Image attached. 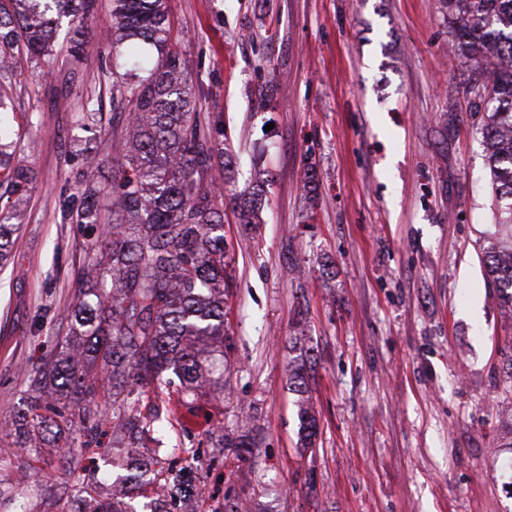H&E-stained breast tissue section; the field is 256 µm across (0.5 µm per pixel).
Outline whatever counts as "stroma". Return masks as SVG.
Returning a JSON list of instances; mask_svg holds the SVG:
<instances>
[{
  "mask_svg": "<svg viewBox=\"0 0 512 512\" xmlns=\"http://www.w3.org/2000/svg\"><path fill=\"white\" fill-rule=\"evenodd\" d=\"M172 38L200 108L217 124L234 258L224 388L179 407L182 428L252 432L253 452L201 447L195 512L232 495L245 512H512V317L482 261L493 232L489 167L450 31L446 0H168ZM98 0L74 80L57 89L17 51L10 76L16 158L28 191L0 200L19 225L0 268V446L24 411V368L51 356L77 272L96 237L61 214L92 162L80 120L112 108ZM261 191L253 223L240 203ZM305 368L306 384L290 381ZM318 422L303 447L299 408ZM126 451L104 425L77 463L29 450L0 469V493L28 512H71V487L96 485L136 512L153 492L102 480Z\"/></svg>",
  "mask_w": 512,
  "mask_h": 512,
  "instance_id": "stroma-1",
  "label": "stroma"
}]
</instances>
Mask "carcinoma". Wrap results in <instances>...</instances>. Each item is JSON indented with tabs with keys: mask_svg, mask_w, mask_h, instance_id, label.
Listing matches in <instances>:
<instances>
[{
	"mask_svg": "<svg viewBox=\"0 0 512 512\" xmlns=\"http://www.w3.org/2000/svg\"><path fill=\"white\" fill-rule=\"evenodd\" d=\"M96 0H0V198L27 191L35 172L15 161L5 114L14 110L6 90L18 38L27 58L53 56L54 36L64 31L65 52H84L86 24ZM167 0H112L105 42L112 68V103L129 106L121 135L105 142L112 158V215L102 213L100 188L78 180L79 195L63 200L64 215L96 224L76 279V302L65 320L68 333L44 367L24 370L26 411L15 421L23 451L51 440L49 452L73 457L57 441L81 431L88 447L112 423L125 447L160 442L172 400L207 395L224 386L231 349L224 296L232 257L224 239V183L215 160L224 158L210 118L191 96L182 52L171 40ZM453 37L482 78L467 89L482 114L480 135L490 168L495 231L484 261L503 307L512 314V0H448ZM18 225L0 224V267L12 252ZM302 445L314 444L317 423L300 409ZM215 448L253 447L217 428ZM191 470L169 472L162 485L173 500L193 495Z\"/></svg>",
	"mask_w": 512,
	"mask_h": 512,
	"instance_id": "1",
	"label": "carcinoma"
}]
</instances>
